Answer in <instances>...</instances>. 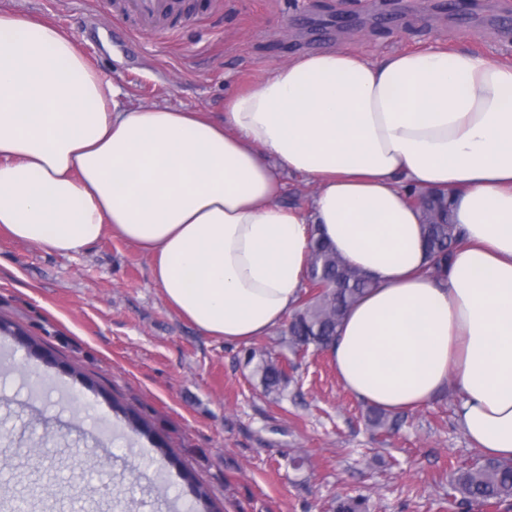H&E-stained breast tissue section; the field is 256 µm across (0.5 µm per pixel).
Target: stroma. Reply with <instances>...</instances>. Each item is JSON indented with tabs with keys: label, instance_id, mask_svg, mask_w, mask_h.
<instances>
[{
	"label": "stroma",
	"instance_id": "1",
	"mask_svg": "<svg viewBox=\"0 0 512 512\" xmlns=\"http://www.w3.org/2000/svg\"><path fill=\"white\" fill-rule=\"evenodd\" d=\"M171 33L140 28L106 0H0V11L69 31L128 107L168 104L220 118L224 99L303 53L377 62L429 48L512 63V0H177ZM0 318L42 346L0 335V512H485L451 496L480 455L445 389L370 423L328 352L294 351L286 325L252 343L202 336L164 301L151 260L105 234L62 256L0 234ZM293 367L267 393L250 347ZM131 409L152 430L134 433ZM95 452V465L86 462Z\"/></svg>",
	"mask_w": 512,
	"mask_h": 512
}]
</instances>
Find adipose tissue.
Instances as JSON below:
<instances>
[{"mask_svg": "<svg viewBox=\"0 0 512 512\" xmlns=\"http://www.w3.org/2000/svg\"><path fill=\"white\" fill-rule=\"evenodd\" d=\"M120 93L65 30L0 11V231L61 255L115 234L181 317L246 343L298 306L317 225L376 282L330 350L345 389L398 412L454 387L470 441L512 459V64L298 55L217 120ZM281 166L311 211L279 203ZM414 189L464 230L436 275Z\"/></svg>", "mask_w": 512, "mask_h": 512, "instance_id": "adipose-tissue-1", "label": "adipose tissue"}]
</instances>
